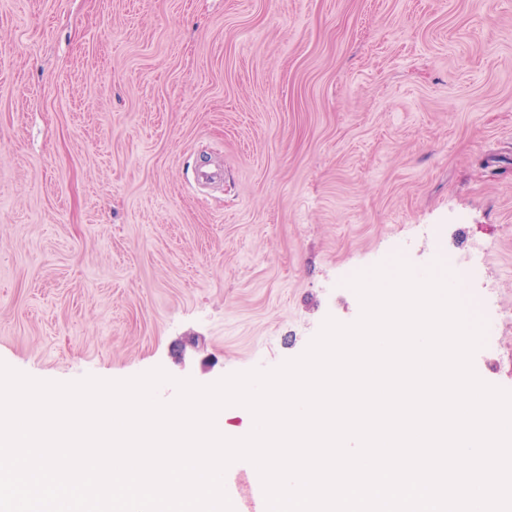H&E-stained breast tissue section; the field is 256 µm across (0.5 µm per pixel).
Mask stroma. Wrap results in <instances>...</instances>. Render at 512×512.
<instances>
[{"mask_svg":"<svg viewBox=\"0 0 512 512\" xmlns=\"http://www.w3.org/2000/svg\"><path fill=\"white\" fill-rule=\"evenodd\" d=\"M484 247L512 390V0H0V361L209 385L401 246Z\"/></svg>","mask_w":512,"mask_h":512,"instance_id":"obj_1","label":"stroma"}]
</instances>
